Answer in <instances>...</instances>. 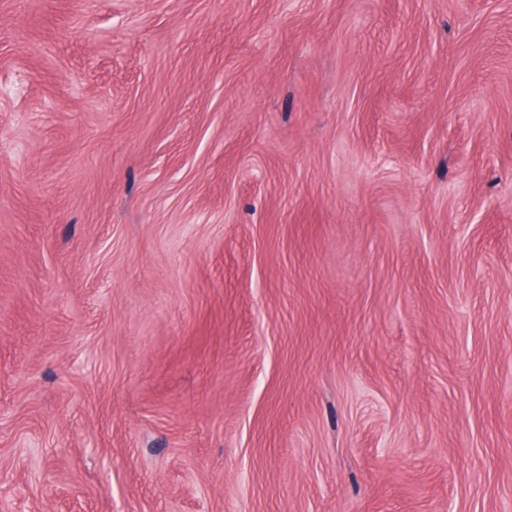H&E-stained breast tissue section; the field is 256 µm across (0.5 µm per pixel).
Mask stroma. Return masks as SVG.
Returning a JSON list of instances; mask_svg holds the SVG:
<instances>
[{
	"mask_svg": "<svg viewBox=\"0 0 512 512\" xmlns=\"http://www.w3.org/2000/svg\"><path fill=\"white\" fill-rule=\"evenodd\" d=\"M512 512V0H0V512Z\"/></svg>",
	"mask_w": 512,
	"mask_h": 512,
	"instance_id": "stroma-1",
	"label": "stroma"
}]
</instances>
